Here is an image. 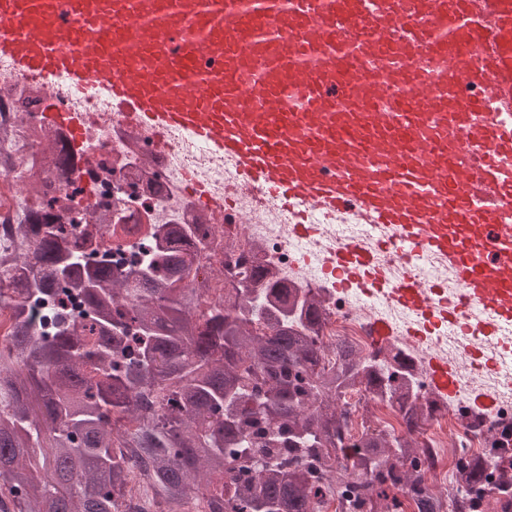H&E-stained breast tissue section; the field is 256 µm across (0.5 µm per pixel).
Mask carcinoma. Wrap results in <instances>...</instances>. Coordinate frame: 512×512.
I'll return each mask as SVG.
<instances>
[{"label":"carcinoma","instance_id":"cac0c4a2","mask_svg":"<svg viewBox=\"0 0 512 512\" xmlns=\"http://www.w3.org/2000/svg\"><path fill=\"white\" fill-rule=\"evenodd\" d=\"M167 273L81 260L53 205L0 259V512H487L512 501V430L483 456L456 451V479L423 476L433 419L384 364L330 347L325 311L265 268L243 269L200 309L183 285L201 242L152 224ZM388 403L407 430L364 415L344 435L348 394ZM145 485L134 501L131 480Z\"/></svg>","mask_w":512,"mask_h":512}]
</instances>
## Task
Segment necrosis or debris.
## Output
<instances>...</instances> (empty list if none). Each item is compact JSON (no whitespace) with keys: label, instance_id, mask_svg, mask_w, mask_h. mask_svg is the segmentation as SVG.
<instances>
[{"label":"necrosis or debris","instance_id":"1","mask_svg":"<svg viewBox=\"0 0 512 512\" xmlns=\"http://www.w3.org/2000/svg\"><path fill=\"white\" fill-rule=\"evenodd\" d=\"M54 96L66 99L82 128L71 162L55 168L46 166L44 152L55 129L29 105ZM192 184L206 189L209 206H201L189 192ZM59 197L71 200L67 217L79 250L99 257L112 247L111 222L118 211L129 221L121 241L127 255L138 251L143 223L197 225L206 243L196 259L207 275L202 305L223 296L234 279L236 260L243 258L272 268L288 286L321 294L328 312L321 331L325 343L346 339L367 356L377 347L401 349L399 374L437 403L424 467L430 484L447 485L459 445L477 454L486 446V429L471 426L472 393H479L493 418L512 421V368L501 365L492 373H477L468 361L472 351L487 349L484 336L460 333L453 323L427 336L409 335L413 314L385 293L342 291L324 274L322 266L337 243H372L359 214L310 208L318 232L292 246L293 222L279 204L245 184L236 164L199 144L191 133L173 128L159 134L119 117L102 82L76 88L65 78L33 79L1 63L0 252L34 221L38 201ZM380 323L389 326V335L375 336ZM434 364L453 368L458 385L452 393L431 388L427 373Z\"/></svg>","mask_w":512,"mask_h":512}]
</instances>
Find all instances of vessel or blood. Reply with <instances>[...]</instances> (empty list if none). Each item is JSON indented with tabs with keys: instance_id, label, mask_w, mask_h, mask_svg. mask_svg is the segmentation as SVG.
<instances>
[{
	"instance_id": "1",
	"label": "vessel or blood",
	"mask_w": 512,
	"mask_h": 512,
	"mask_svg": "<svg viewBox=\"0 0 512 512\" xmlns=\"http://www.w3.org/2000/svg\"><path fill=\"white\" fill-rule=\"evenodd\" d=\"M0 54L35 79L106 83L115 111L191 130L283 208L383 227L372 247L337 244L338 287L436 321L476 308L493 331L512 325V0H0ZM246 72L260 77L250 96ZM487 86L504 107L492 118ZM51 106L79 145L66 101ZM379 252L406 274L377 277ZM431 256L458 299L420 274Z\"/></svg>"
}]
</instances>
